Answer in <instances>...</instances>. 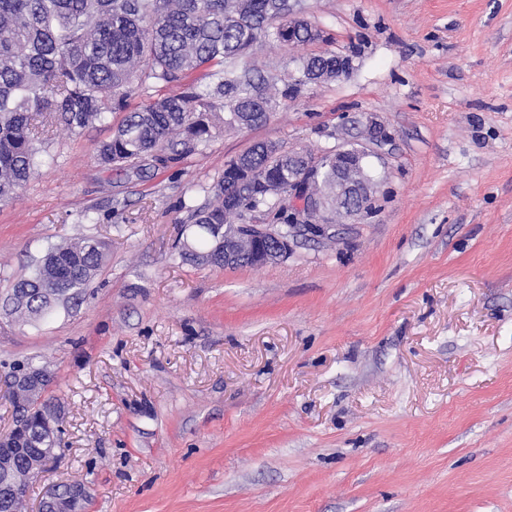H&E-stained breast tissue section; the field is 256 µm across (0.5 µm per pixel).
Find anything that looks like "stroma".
<instances>
[{"label":"stroma","instance_id":"1","mask_svg":"<svg viewBox=\"0 0 512 512\" xmlns=\"http://www.w3.org/2000/svg\"><path fill=\"white\" fill-rule=\"evenodd\" d=\"M353 58L258 129L183 164L102 169L124 115L55 128L0 202V290L63 238L107 244L84 299L38 327L0 310L10 365L46 367L58 458L26 495L83 482L84 512H512V0H289ZM374 118L381 144L361 131ZM365 149L375 212L261 266L181 263L186 209L254 142Z\"/></svg>","mask_w":512,"mask_h":512}]
</instances>
